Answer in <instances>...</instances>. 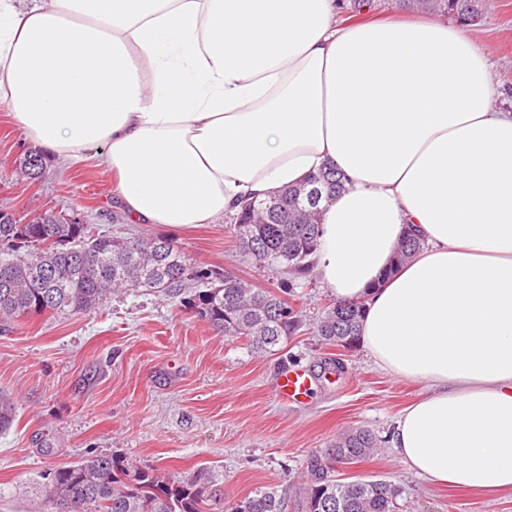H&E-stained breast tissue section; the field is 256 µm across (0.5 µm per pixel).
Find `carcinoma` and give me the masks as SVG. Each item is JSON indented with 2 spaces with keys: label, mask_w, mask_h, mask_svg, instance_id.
Masks as SVG:
<instances>
[{
  "label": "carcinoma",
  "mask_w": 512,
  "mask_h": 512,
  "mask_svg": "<svg viewBox=\"0 0 512 512\" xmlns=\"http://www.w3.org/2000/svg\"><path fill=\"white\" fill-rule=\"evenodd\" d=\"M407 9L461 20L478 17L483 0H396ZM30 179L43 173L44 158L29 155L21 165ZM345 177L329 166L267 200L245 199L231 216L239 256L289 280L275 288H256L227 269L192 263L164 237L94 235L88 224H71L50 211L25 223L0 211V319L49 311L91 312L112 294L128 289L160 293L207 322L226 337L243 338L254 352H270L303 327L294 285L312 281L323 204L345 189ZM320 197L309 200L311 191ZM415 230L406 229L390 277L424 248ZM93 258L95 268L85 265ZM363 306L335 301L317 325L329 343L354 347L359 341ZM376 436L368 429L343 432L332 456L350 464L372 454ZM327 466L311 462L312 480L299 512H394L397 487L386 479L336 482L324 478ZM223 475L201 469L174 480L154 466L138 465L118 454L89 455L33 479V512H288L285 491L261 487L224 504Z\"/></svg>",
  "instance_id": "carcinoma-1"
}]
</instances>
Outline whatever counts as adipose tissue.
<instances>
[{
    "instance_id": "adipose-tissue-1",
    "label": "adipose tissue",
    "mask_w": 512,
    "mask_h": 512,
    "mask_svg": "<svg viewBox=\"0 0 512 512\" xmlns=\"http://www.w3.org/2000/svg\"><path fill=\"white\" fill-rule=\"evenodd\" d=\"M458 26L338 24L336 0H0V104L60 160L96 151L130 224H212L325 165L321 283L427 392L396 457L512 493V110ZM425 247L378 284L407 227Z\"/></svg>"
}]
</instances>
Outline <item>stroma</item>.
I'll list each match as a JSON object with an SVG mask.
<instances>
[{"label": "stroma", "mask_w": 512, "mask_h": 512, "mask_svg": "<svg viewBox=\"0 0 512 512\" xmlns=\"http://www.w3.org/2000/svg\"><path fill=\"white\" fill-rule=\"evenodd\" d=\"M465 28L501 87L500 106L512 105V0H484L481 16ZM30 151L0 105V210L23 221L48 210L100 234L165 237L190 261L271 286L269 270L241 261L231 219L185 228L126 223L110 176L94 160L49 158L32 180L19 166ZM296 294L304 325L266 354L139 289L89 313L0 320V391L15 414L0 435V512H31L36 474L90 452L154 465L176 480L212 466L224 476L225 502L276 486L293 507L307 488L311 460L327 459L337 436L354 428L374 433L377 451L354 465L331 463L330 474L340 482L391 481L400 490L395 512H512L511 494L435 487L407 470L386 438L421 386L375 367L363 346L324 343L317 322L332 297L320 282ZM333 359L344 369L325 377ZM290 366L313 377L304 402L276 396L278 376Z\"/></svg>", "instance_id": "stroma-1"}]
</instances>
